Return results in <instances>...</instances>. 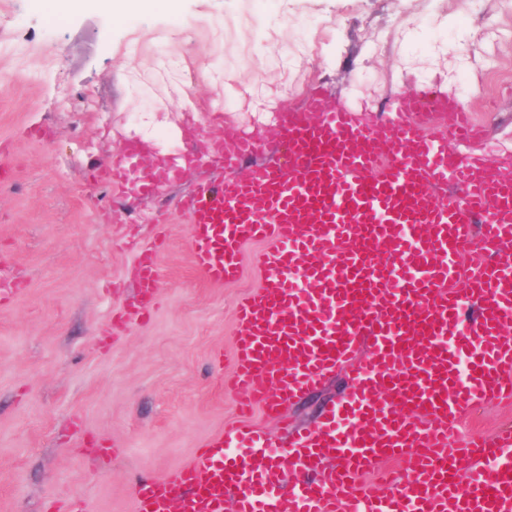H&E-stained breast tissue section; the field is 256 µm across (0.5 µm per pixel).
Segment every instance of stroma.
Masks as SVG:
<instances>
[{
  "label": "stroma",
  "mask_w": 512,
  "mask_h": 512,
  "mask_svg": "<svg viewBox=\"0 0 512 512\" xmlns=\"http://www.w3.org/2000/svg\"><path fill=\"white\" fill-rule=\"evenodd\" d=\"M446 87L483 136L456 145L512 176V0H176L114 17L107 0H0V512H135L138 478H166L239 418L238 300L263 286L260 243L236 281L207 282L178 201L221 177L205 157L224 126L268 146L313 88L379 127L397 98ZM198 165L139 194L93 171L137 139ZM154 251L158 302L115 323ZM344 375L257 412L300 430Z\"/></svg>",
  "instance_id": "obj_1"
}]
</instances>
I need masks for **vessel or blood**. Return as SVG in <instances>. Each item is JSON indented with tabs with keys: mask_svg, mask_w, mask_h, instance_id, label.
<instances>
[{
	"mask_svg": "<svg viewBox=\"0 0 512 512\" xmlns=\"http://www.w3.org/2000/svg\"><path fill=\"white\" fill-rule=\"evenodd\" d=\"M480 134L434 89L400 95L373 131L318 91L282 114L273 162L242 170L261 141L236 129L215 139L209 161L224 178L179 202L195 267L231 282L242 244H269L256 257L265 284L238 306L231 384L268 416L341 366L353 385L285 452L243 424L174 477L139 480L137 512H224L229 499L235 512H512V429L448 445L479 404L512 403V179L448 148ZM144 153L127 142L99 179L149 193L196 162L186 151L144 168ZM136 275L142 317L156 296L151 255ZM395 458L400 478L366 483Z\"/></svg>",
	"mask_w": 512,
	"mask_h": 512,
	"instance_id": "obj_1",
	"label": "vessel or blood"
}]
</instances>
